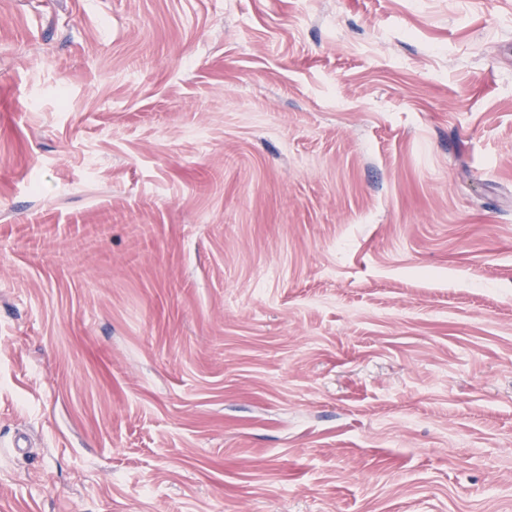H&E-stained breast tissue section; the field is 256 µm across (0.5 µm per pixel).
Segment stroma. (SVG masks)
<instances>
[{"label": "stroma", "mask_w": 512, "mask_h": 512, "mask_svg": "<svg viewBox=\"0 0 512 512\" xmlns=\"http://www.w3.org/2000/svg\"><path fill=\"white\" fill-rule=\"evenodd\" d=\"M0 512H512V0H0Z\"/></svg>", "instance_id": "1"}]
</instances>
